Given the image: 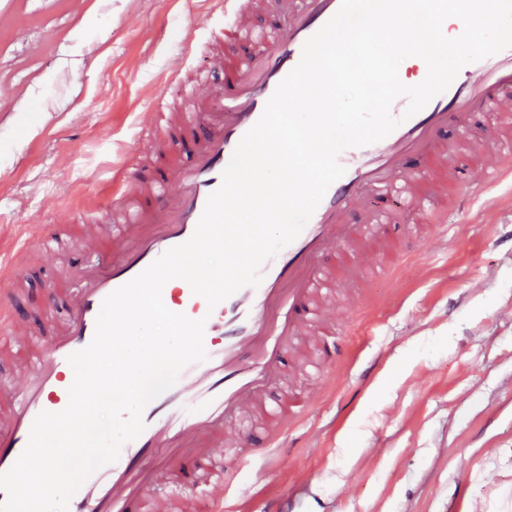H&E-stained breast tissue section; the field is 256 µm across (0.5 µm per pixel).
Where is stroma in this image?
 Returning a JSON list of instances; mask_svg holds the SVG:
<instances>
[{"mask_svg": "<svg viewBox=\"0 0 512 512\" xmlns=\"http://www.w3.org/2000/svg\"><path fill=\"white\" fill-rule=\"evenodd\" d=\"M207 0H0V245L22 272L0 283L13 312L40 315L62 288L59 256L13 248L47 226L76 246L91 202L112 199V172L141 151L187 164L193 148L164 131L137 132L154 99L182 105L180 87L207 54ZM385 260L362 272L374 312L333 300L343 356L276 456L242 485L251 512H470L486 484L512 488V186L501 185L453 229L448 247L386 227ZM270 397L306 391L323 374L289 348Z\"/></svg>", "mask_w": 512, "mask_h": 512, "instance_id": "35a3bbf8", "label": "stroma"}]
</instances>
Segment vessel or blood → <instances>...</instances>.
Returning <instances> with one entry per match:
<instances>
[{
	"instance_id": "obj_1",
	"label": "vessel or blood",
	"mask_w": 512,
	"mask_h": 512,
	"mask_svg": "<svg viewBox=\"0 0 512 512\" xmlns=\"http://www.w3.org/2000/svg\"><path fill=\"white\" fill-rule=\"evenodd\" d=\"M342 0H283L287 26L259 30V12L268 0H213L205 24L220 41L251 40L243 57L220 49L207 52L202 75L183 84L194 105L190 112H146L141 126L165 123L198 127L196 162L148 179L124 163L113 179L112 195L122 204L124 224L111 226L90 217L82 230V265L72 278L68 315L46 347L32 327L14 319L0 304V341L25 347L20 377L6 391L10 413L0 419V473L25 449L40 412H59L69 403L74 371L69 356L92 341L104 299L170 248L194 234L209 195L222 183L242 137L260 119L278 84L299 63L305 42L340 9ZM223 74V82L212 74ZM407 97L391 108L400 125L382 140L349 148L338 156L343 175L326 191L298 237L260 267L258 286H246L208 307L190 285L179 295L163 288L172 312L205 319V361L186 366L176 383L149 402L144 429L125 443L118 459L93 472L72 496L68 512H239L233 493L241 463L271 455L289 424L301 420L310 395L265 405L268 384L280 381L281 356L317 330L336 326L325 295L324 256L352 251L356 266L375 255L365 244L391 217H423L424 236L448 241L449 214L466 224L478 201L493 188L512 182L508 131L475 141L479 179L459 178V159L446 136L466 132L474 113L512 115V48L465 65L450 87L413 116ZM457 194L448 197V183ZM163 497H156V490Z\"/></svg>"
}]
</instances>
